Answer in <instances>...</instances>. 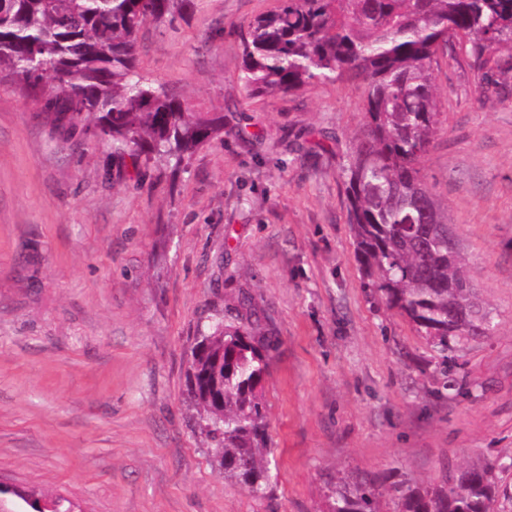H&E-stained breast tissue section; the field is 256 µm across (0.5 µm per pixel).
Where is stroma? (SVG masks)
<instances>
[{
    "label": "stroma",
    "mask_w": 512,
    "mask_h": 512,
    "mask_svg": "<svg viewBox=\"0 0 512 512\" xmlns=\"http://www.w3.org/2000/svg\"><path fill=\"white\" fill-rule=\"evenodd\" d=\"M278 0H193L146 24L137 63L224 133L136 173L92 121L0 73V512H319L347 477L382 512L401 483L486 464L512 512V81L432 65L442 131L421 162L495 329L440 357L369 285L342 168L366 84L248 98L242 36ZM249 300L273 479L225 480L188 407L200 330ZM447 361L448 376L439 373Z\"/></svg>",
    "instance_id": "1"
}]
</instances>
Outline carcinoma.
<instances>
[{
    "label": "carcinoma",
    "instance_id": "1",
    "mask_svg": "<svg viewBox=\"0 0 512 512\" xmlns=\"http://www.w3.org/2000/svg\"><path fill=\"white\" fill-rule=\"evenodd\" d=\"M189 0H0V70L28 89L45 78L49 105L91 117L135 170L153 159L181 166L221 134L222 124L188 111L137 68L138 34ZM456 41L482 71L507 80L512 0H279L242 37L240 82L248 96L297 92L318 81H367L365 131L342 178L347 217L371 285L437 349L470 327L494 329L493 311L468 284L465 259L448 241V215L428 190L421 159L441 131L431 67ZM257 320L226 310L200 333L188 372L201 433L224 479L255 496L270 487L265 446L269 368ZM395 512H492L497 487L486 465L446 485L394 487ZM324 512H381L365 480L330 488Z\"/></svg>",
    "mask_w": 512,
    "mask_h": 512
}]
</instances>
